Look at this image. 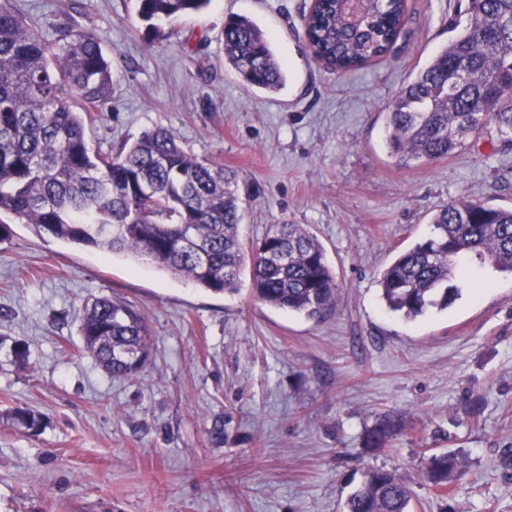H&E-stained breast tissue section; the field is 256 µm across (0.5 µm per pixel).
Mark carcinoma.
<instances>
[{"mask_svg": "<svg viewBox=\"0 0 512 512\" xmlns=\"http://www.w3.org/2000/svg\"><path fill=\"white\" fill-rule=\"evenodd\" d=\"M146 29L204 10L210 0H137ZM407 0H362L352 22L344 0H318L303 16L313 55L342 72L386 58L405 27ZM224 59L244 83L276 91L285 74L250 19L230 16ZM467 78L448 90L451 76ZM112 96V65L91 32L70 22L51 40L0 0V214L79 245L146 257L213 292L239 291L250 269L260 302L319 321L339 284L317 237L302 224H276L245 254L240 175L213 157L186 151L166 128L147 130L107 152L91 148L87 124ZM83 111L72 109L73 101ZM512 135V0H470L468 20L399 91L386 112V143L401 167L444 160L489 127ZM433 232L380 274L388 308L413 320L460 295L461 262L477 258L512 274V210L457 201L432 217ZM83 347L113 376L134 377L150 354L148 320L133 305L100 297L84 306ZM11 419L37 431L41 415L17 408ZM401 431L392 415L364 431L371 450ZM464 458L424 453L422 473L442 497ZM411 490L393 469L371 468L343 512H411Z\"/></svg>", "mask_w": 512, "mask_h": 512, "instance_id": "1", "label": "carcinoma"}]
</instances>
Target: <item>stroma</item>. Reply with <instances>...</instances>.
<instances>
[{
    "instance_id": "obj_1",
    "label": "stroma",
    "mask_w": 512,
    "mask_h": 512,
    "mask_svg": "<svg viewBox=\"0 0 512 512\" xmlns=\"http://www.w3.org/2000/svg\"><path fill=\"white\" fill-rule=\"evenodd\" d=\"M44 37L64 19L112 64V99L87 129L109 150L157 127L249 187L243 246L301 224L336 272V308L314 322L239 292L213 293L155 264L38 234L0 216V512H342L364 467L395 469L412 512H512V275L476 260L446 310L391 312L379 274L462 199L512 208V143L498 133L431 164L397 166L386 112L400 87L465 23L469 0H408L390 57L340 76L312 54L310 0H212L148 34L136 0H12ZM271 40L286 82L247 86L224 61L230 15ZM148 318L136 378L85 353L84 302ZM27 346L25 360L12 353ZM18 407L44 415L15 428ZM392 414L380 453L362 434ZM457 452L450 494L424 481V450Z\"/></svg>"
}]
</instances>
